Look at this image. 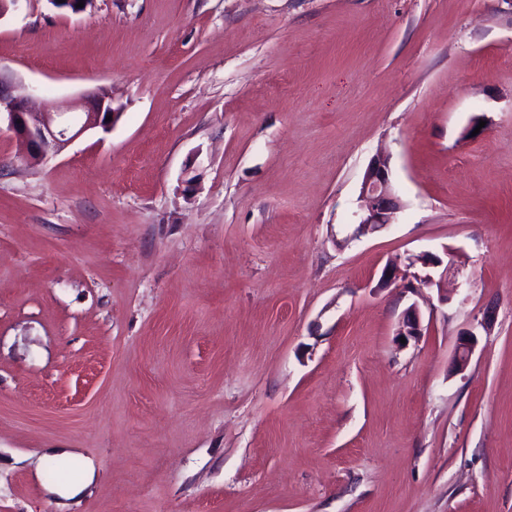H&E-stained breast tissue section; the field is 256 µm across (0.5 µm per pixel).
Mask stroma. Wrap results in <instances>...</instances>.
<instances>
[{"instance_id":"1","label":"stroma","mask_w":512,"mask_h":512,"mask_svg":"<svg viewBox=\"0 0 512 512\" xmlns=\"http://www.w3.org/2000/svg\"><path fill=\"white\" fill-rule=\"evenodd\" d=\"M0 83L122 108L43 164L0 122V512H512L505 0H22ZM358 211L355 216L357 225L350 240L383 229L402 207L403 202L397 194L387 157L374 156L367 165L358 197ZM447 256V263L444 264V260L441 256L429 252L421 255L410 257L409 260L413 265L414 262L420 263L427 272L424 275L415 276L417 285L412 288L423 289V288H436L440 292H444L442 300L448 302V289L442 288V283L448 280V274L452 270L453 277L459 276V271L454 270L453 264L448 261V251L445 250ZM415 263V264H416Z\"/></svg>"}]
</instances>
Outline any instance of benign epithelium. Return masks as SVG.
<instances>
[{
  "instance_id": "1",
  "label": "benign epithelium",
  "mask_w": 512,
  "mask_h": 512,
  "mask_svg": "<svg viewBox=\"0 0 512 512\" xmlns=\"http://www.w3.org/2000/svg\"><path fill=\"white\" fill-rule=\"evenodd\" d=\"M0 106L7 111L11 130L26 145L29 159L41 163L55 157L88 132H111L121 115L120 109L114 107L112 97L103 91L70 102L48 99L39 108L32 109L25 100L10 96L1 83ZM109 115L112 116L110 121L106 120ZM358 202L356 229L353 235L339 242L341 246L386 227L403 207L392 182L387 157L376 155L370 160L363 174ZM410 261H416L426 269L425 274L416 276V288H435L443 293V301H448V289L442 287V283L448 280L450 273L459 276L453 264L444 262L441 256L432 252L413 256ZM403 327L402 335H419L420 318L415 308L407 310ZM474 347L473 334H464L455 354L457 371L467 368Z\"/></svg>"
}]
</instances>
